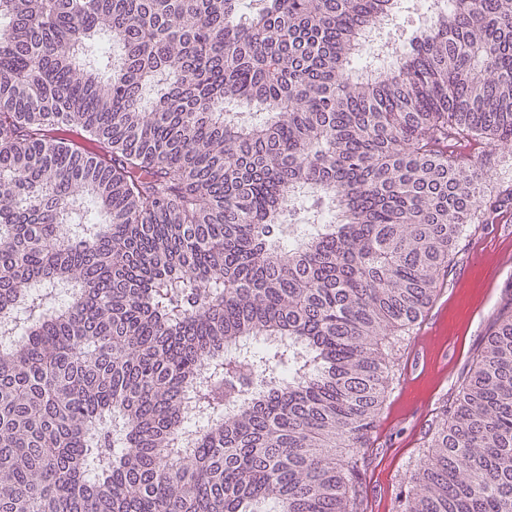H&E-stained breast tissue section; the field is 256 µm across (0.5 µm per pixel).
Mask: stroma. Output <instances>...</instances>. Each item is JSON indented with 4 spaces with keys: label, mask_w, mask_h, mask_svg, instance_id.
<instances>
[{
    "label": "stroma",
    "mask_w": 512,
    "mask_h": 512,
    "mask_svg": "<svg viewBox=\"0 0 512 512\" xmlns=\"http://www.w3.org/2000/svg\"><path fill=\"white\" fill-rule=\"evenodd\" d=\"M485 238L482 252L471 240ZM503 234L494 224H472L459 240L442 289L448 298L446 327L420 345L425 364L411 376L408 394L385 442L366 454L360 497L364 512H393L397 488L418 464L426 433L442 405L453 401L458 381L488 335L497 310L512 304V265L503 261Z\"/></svg>",
    "instance_id": "obj_1"
}]
</instances>
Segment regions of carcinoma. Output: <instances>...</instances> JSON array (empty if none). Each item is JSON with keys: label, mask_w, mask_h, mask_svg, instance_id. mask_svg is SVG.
I'll return each mask as SVG.
<instances>
[{"label": "carcinoma", "mask_w": 512, "mask_h": 512, "mask_svg": "<svg viewBox=\"0 0 512 512\" xmlns=\"http://www.w3.org/2000/svg\"><path fill=\"white\" fill-rule=\"evenodd\" d=\"M394 4L0 0V512H360L382 344L512 203L456 153L512 0L363 74ZM426 448L395 512H512L511 309Z\"/></svg>", "instance_id": "carcinoma-1"}]
</instances>
